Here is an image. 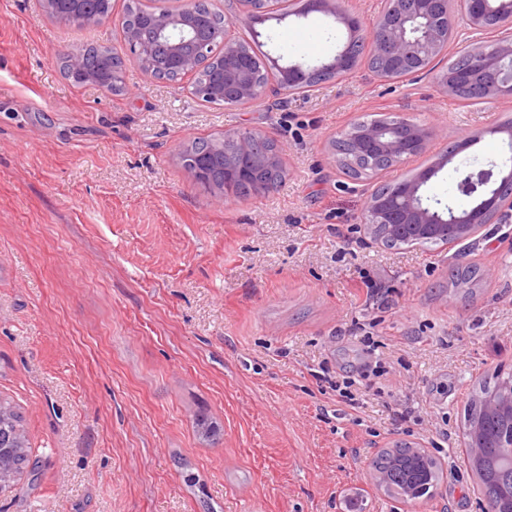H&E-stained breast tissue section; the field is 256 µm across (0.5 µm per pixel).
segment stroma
<instances>
[{
	"instance_id": "obj_1",
	"label": "stroma",
	"mask_w": 512,
	"mask_h": 512,
	"mask_svg": "<svg viewBox=\"0 0 512 512\" xmlns=\"http://www.w3.org/2000/svg\"><path fill=\"white\" fill-rule=\"evenodd\" d=\"M123 20L124 0L84 28L0 0V402L20 410L30 455L0 512H483L463 416L479 379L512 373V223L450 249L387 248L363 215L377 185L512 119V103L489 111L433 76L384 82L363 64L226 106L130 62L119 93L65 79L59 55L122 48ZM235 30L259 31L283 66L350 39L316 12ZM417 109L440 130L426 153L375 180L342 174L336 136ZM246 128L288 145L277 191L227 200L180 166L195 138ZM511 153L484 136L426 192L457 199L461 171ZM460 265L475 285L453 287ZM366 282L383 306L364 307ZM322 366L373 375L362 408L319 393ZM400 441L437 457L433 498L374 489L369 461Z\"/></svg>"
}]
</instances>
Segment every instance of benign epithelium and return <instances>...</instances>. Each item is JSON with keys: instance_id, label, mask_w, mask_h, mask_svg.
Wrapping results in <instances>:
<instances>
[{"instance_id": "1", "label": "benign epithelium", "mask_w": 512, "mask_h": 512, "mask_svg": "<svg viewBox=\"0 0 512 512\" xmlns=\"http://www.w3.org/2000/svg\"><path fill=\"white\" fill-rule=\"evenodd\" d=\"M82 3L84 0H40L43 14L51 18L78 10ZM227 3L232 5L231 14L213 9L228 23L213 34L222 45L221 52L198 47L197 0H181L177 11L161 12L150 19V39L126 33L128 60L152 79H163L171 70L178 71L182 78L203 62L211 65L217 75L211 85L192 88L197 98L233 104L261 99L267 86L253 68L247 47L232 40L229 30L236 22L255 20L268 10L269 0ZM311 12L333 16L353 33V38L327 63L276 68L279 84L290 95L311 87L318 74L333 79L351 71L357 63L353 47L358 43L365 46L368 58L373 60L372 72L382 79L401 80L426 71L458 38L456 19L460 18L473 34L498 31L502 36L464 51L463 55L474 57L473 62L464 69L450 66L440 71L436 83L450 97L457 96L463 84H477L480 94L474 102L489 108L512 100V0H385L375 37L365 32L359 16L341 10L339 0H304L300 14ZM436 137L437 127L431 121L415 115L387 117L353 124L341 137L344 149L335 148L333 154L345 176L355 180L357 176L348 173V167L355 163H362L359 174L374 176L380 172L376 162H384L388 169L399 166L422 154ZM477 138L476 133L465 136L416 175L370 195L364 223L377 233L378 241L392 239L411 247L430 241L451 245L479 235L487 224L512 217L511 162L462 172L457 190L474 200L472 204L443 206L441 201L433 202L425 195L423 187L428 181ZM286 151L285 144L271 143L268 135L260 131H239L225 151V186L254 182L264 169L286 177ZM504 388L503 398L488 403L489 413L512 415V379L506 381Z\"/></svg>"}]
</instances>
